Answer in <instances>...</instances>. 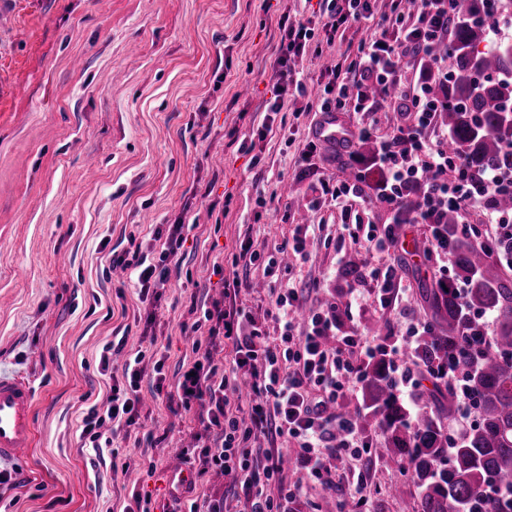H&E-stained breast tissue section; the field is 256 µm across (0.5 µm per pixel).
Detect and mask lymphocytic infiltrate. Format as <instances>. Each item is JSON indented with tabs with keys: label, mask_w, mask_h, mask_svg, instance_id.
Instances as JSON below:
<instances>
[{
	"label": "lymphocytic infiltrate",
	"mask_w": 512,
	"mask_h": 512,
	"mask_svg": "<svg viewBox=\"0 0 512 512\" xmlns=\"http://www.w3.org/2000/svg\"><path fill=\"white\" fill-rule=\"evenodd\" d=\"M373 0H345L340 8H331L326 18L306 22L282 12L277 21L280 41L274 67L279 80L267 103L271 114L281 112L289 91L305 95L302 80L295 78L291 63L307 53L322 55L323 47L333 44L354 22H369L374 30L360 45L354 69L334 67L327 73L316 112H338L345 105L366 114L359 135L374 136L377 114L383 100L373 97L371 87L394 89V102L403 122L392 138L379 142L375 156L360 161L353 181L330 184L319 180L311 191L316 198L331 197L345 210L365 207L377 200L393 213H400L407 190L423 189L416 212L410 221L422 225L424 253L437 262L447 263L448 243L442 232L443 218L455 212L468 238L485 245L486 235L470 217L482 212L488 223L497 227L495 235H512V212L503 213L492 205L494 197L512 196V170H475L448 151V139L436 135L440 109L433 94L434 81H448L447 67H430L426 60L430 48L448 40L450 27L460 13L461 0H418L415 12H405L400 0H393L390 13L375 15ZM321 46H313L314 37ZM354 244L370 257L367 276L375 281V296L384 306L404 301L407 287L396 269L382 265V254L397 242L390 228H368L352 233ZM185 241L184 227L171 225L161 244L157 259L140 254H116L113 264L129 269L139 300H147L150 291L169 274V265ZM306 237L294 236L292 243H280L268 258H261L251 237H244L233 261L252 265L264 262L263 275L275 280L270 290V305L279 322L278 335H270L259 324L250 306L237 300L242 283L239 278L225 280L226 303L203 307L201 325L209 340L223 339L229 354L216 356L205 352L190 370L182 371L175 395L182 407L199 405L198 416L205 443L194 449L193 457L201 466H216L236 473L233 498L242 500L245 512H291L290 506L302 495L299 485L289 484L284 461L294 456L319 485L332 484L335 464L345 456L368 454L371 443L365 431L337 408L364 378V366L377 352H385L393 391L411 408H419L422 381L434 377L460 387V371L452 364L430 367L408 360L406 353L427 331L421 320L410 321L390 344H379L355 333L344 332V317L335 305L310 313L306 327H298L295 313L305 296L303 289L290 287L285 277L288 268L281 256L306 253ZM143 354L127 360L124 384H113L103 403L89 406L81 419V436L89 441L95 460H104L112 452L111 439L103 437L100 427L112 422L120 427L135 424L140 403V382L144 375ZM230 371L248 369L252 397L241 403L236 380L214 382L221 367ZM276 447H269V440Z\"/></svg>",
	"instance_id": "obj_1"
}]
</instances>
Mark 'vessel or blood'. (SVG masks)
<instances>
[{
    "label": "vessel or blood",
    "instance_id": "vessel-or-blood-1",
    "mask_svg": "<svg viewBox=\"0 0 512 512\" xmlns=\"http://www.w3.org/2000/svg\"><path fill=\"white\" fill-rule=\"evenodd\" d=\"M316 139L328 147L349 144L351 130L335 112L323 113L314 128ZM35 392L28 382L0 376V460L22 458L34 435Z\"/></svg>",
    "mask_w": 512,
    "mask_h": 512
}]
</instances>
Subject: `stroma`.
Here are the masks:
<instances>
[{
  "mask_svg": "<svg viewBox=\"0 0 512 512\" xmlns=\"http://www.w3.org/2000/svg\"><path fill=\"white\" fill-rule=\"evenodd\" d=\"M318 9L319 0H13L0 18V373L31 382L36 428L23 463H0L11 476L0 512H124L136 496L150 512H175L178 502L223 495L218 469L183 492L171 483L182 449L195 445L198 412L170 406L151 375L137 423L102 426L115 450L106 464L91 466L80 421L122 380L131 353L143 352L148 368L164 360L171 378L201 358L206 333L192 325L202 304L221 299L214 268L230 267L244 232L267 253L297 225H315L309 259L288 260L291 285L308 291L305 307L358 286L346 265L364 264L365 253L347 227H380L391 214L372 202L348 212L328 199L314 209L309 187L320 176L345 179L361 141L305 177L298 158L317 121L305 98L289 97L269 131L260 129L279 79L274 21ZM368 35L354 24L321 57L297 59L309 92L325 68L354 60ZM171 224L185 225L186 241L152 305L112 256L134 241L157 256L153 232ZM387 262L409 287L405 308L366 293L353 309L359 335L377 324L392 337L423 316L419 277L438 264L400 249ZM117 336L126 345L101 369L102 348ZM361 471L371 512L417 502L398 460L337 463L340 488L354 492ZM393 486L402 499L388 496Z\"/></svg>",
  "mask_w": 512,
  "mask_h": 512,
  "instance_id": "obj_1",
  "label": "stroma"
}]
</instances>
